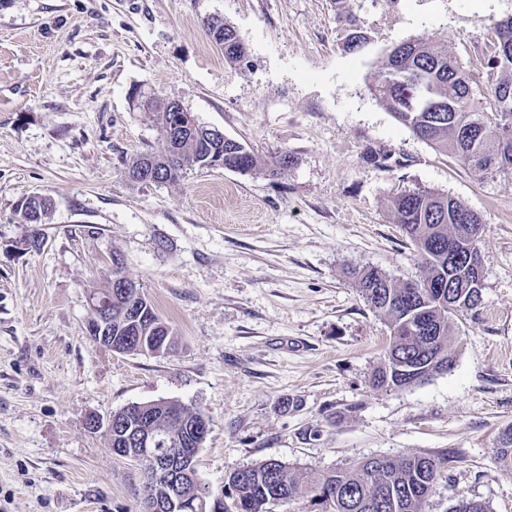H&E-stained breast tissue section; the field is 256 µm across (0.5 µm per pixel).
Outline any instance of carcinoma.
<instances>
[{
  "mask_svg": "<svg viewBox=\"0 0 512 512\" xmlns=\"http://www.w3.org/2000/svg\"><path fill=\"white\" fill-rule=\"evenodd\" d=\"M339 41L346 52L359 51L368 40L363 25L336 0ZM208 31L224 30V60L238 65L245 60V43L234 27L219 18L206 21ZM494 37L486 44L484 68L489 81L482 83L470 74L461 60L438 46L431 36L393 46L385 55L369 90L412 134L436 150L451 154L464 167L480 175H512V26L493 22ZM159 112L163 151L145 154L128 166L137 173L149 163L163 170L162 181L173 182L188 167H209L212 156L224 155V168L242 175L268 166L276 176L292 164L281 152L266 162L233 139L219 147L200 137L183 140L172 149L169 125L179 116L161 102ZM474 127L473 138L464 131ZM390 208L405 236L414 245L424 276L415 300L401 308L389 296L402 293L399 282L381 270L364 266L349 271L354 288L383 318L390 329L384 363L373 372L375 388L402 390L441 372L451 357L450 342L456 316L474 309L472 289L462 287L464 271L448 259V238L464 243L480 240L484 225L467 204L429 189L405 190L390 200ZM112 298V335L126 341L131 354L151 352L163 344L171 351L172 330L159 318L150 301L141 294L126 297L113 287L94 293L90 300ZM193 411L178 401L160 407L157 449L173 448L180 415ZM442 461L431 456L391 457L379 465L369 457L356 464L303 479L287 463L267 459L235 469L224 479L225 498L217 506L203 494L195 478L180 486L192 502L191 512H269L276 501L297 496L310 498L315 512H427L429 497L439 477Z\"/></svg>",
  "mask_w": 512,
  "mask_h": 512,
  "instance_id": "carcinoma-1",
  "label": "carcinoma"
}]
</instances>
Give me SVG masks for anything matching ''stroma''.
I'll use <instances>...</instances> for the list:
<instances>
[{
    "mask_svg": "<svg viewBox=\"0 0 512 512\" xmlns=\"http://www.w3.org/2000/svg\"><path fill=\"white\" fill-rule=\"evenodd\" d=\"M369 43L339 45L333 0H0V512H143V470L89 417L177 400L211 429L196 457L212 495L266 459L322 473L374 456L445 462L428 512L461 499L512 512V177L479 176L417 139L369 86L395 44L432 36L485 78L492 20L512 0H347ZM244 38L227 65L204 27ZM174 99L254 153L272 177L191 168L135 184ZM428 188L485 222L482 303L455 320L454 365L373 388L388 325L346 271L419 279L389 207ZM50 199L28 249L17 211ZM173 330L169 354H121L86 332L113 258ZM206 27L210 36L214 29L224 30V36L216 34L218 44L224 47V60L231 65H238L245 60L246 52L243 51L245 43L237 30L219 18H211L206 21ZM240 48V49H239ZM246 49V47H245Z\"/></svg>",
    "mask_w": 512,
    "mask_h": 512,
    "instance_id": "35a3bbf8",
    "label": "stroma"
}]
</instances>
